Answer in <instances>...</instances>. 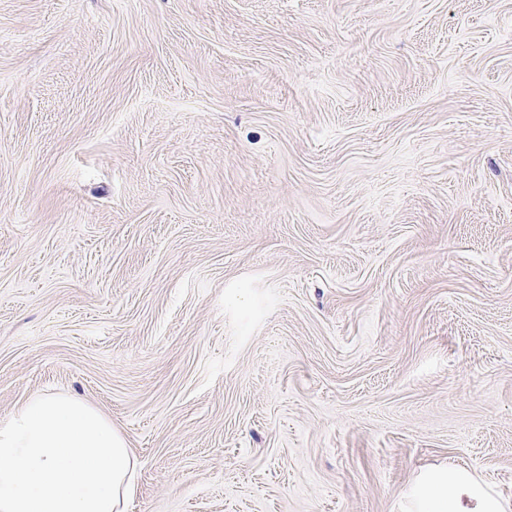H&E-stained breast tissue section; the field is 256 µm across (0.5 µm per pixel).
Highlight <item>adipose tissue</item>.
Wrapping results in <instances>:
<instances>
[{
  "label": "adipose tissue",
  "instance_id": "adipose-tissue-1",
  "mask_svg": "<svg viewBox=\"0 0 512 512\" xmlns=\"http://www.w3.org/2000/svg\"><path fill=\"white\" fill-rule=\"evenodd\" d=\"M136 471L111 417L70 393L31 395L0 419V512H125ZM406 498L409 512H504L460 466L422 473Z\"/></svg>",
  "mask_w": 512,
  "mask_h": 512
}]
</instances>
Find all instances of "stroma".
<instances>
[{
	"label": "stroma",
	"instance_id": "1",
	"mask_svg": "<svg viewBox=\"0 0 512 512\" xmlns=\"http://www.w3.org/2000/svg\"><path fill=\"white\" fill-rule=\"evenodd\" d=\"M127 512H512V0H0V418ZM93 403L58 391L0 419V512H124L137 459ZM412 512H504L491 488L468 469L448 466L420 475L406 495Z\"/></svg>",
	"mask_w": 512,
	"mask_h": 512
}]
</instances>
